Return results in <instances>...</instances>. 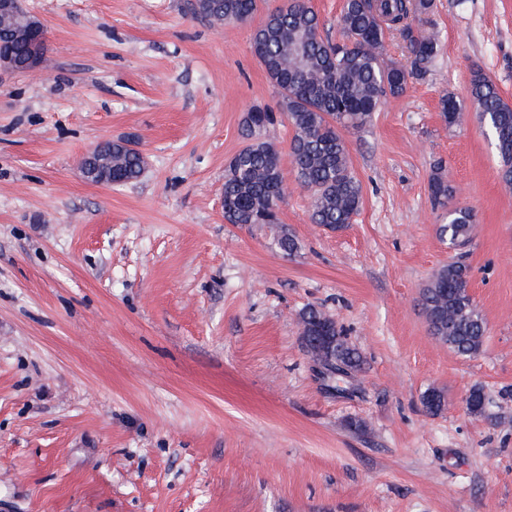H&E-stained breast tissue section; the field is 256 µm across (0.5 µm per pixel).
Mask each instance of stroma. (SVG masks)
<instances>
[{"label":"stroma","mask_w":512,"mask_h":512,"mask_svg":"<svg viewBox=\"0 0 512 512\" xmlns=\"http://www.w3.org/2000/svg\"><path fill=\"white\" fill-rule=\"evenodd\" d=\"M187 3L25 0L46 46L37 73H0V512H512V190L468 104L477 69L512 104V0H434L414 22L441 50L346 133L363 204L338 231L310 223L292 181L251 52L261 15L218 27ZM448 93L466 105L452 127ZM255 107L277 114L264 137L290 183L278 223L228 224L224 169ZM119 139L143 175L86 181L83 157ZM437 170L474 216L473 358L433 339L420 304L452 259ZM308 306L361 352L351 378L317 373Z\"/></svg>","instance_id":"1"}]
</instances>
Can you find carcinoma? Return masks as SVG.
Wrapping results in <instances>:
<instances>
[{
    "instance_id": "obj_1",
    "label": "carcinoma",
    "mask_w": 512,
    "mask_h": 512,
    "mask_svg": "<svg viewBox=\"0 0 512 512\" xmlns=\"http://www.w3.org/2000/svg\"><path fill=\"white\" fill-rule=\"evenodd\" d=\"M434 0H345L338 20L340 36L323 32L319 15L308 0H288L269 12L254 29L251 48L278 88L282 114L293 128L289 156L298 184L310 194V221L341 230L361 208L362 187L351 169L344 131L369 126L383 101L403 95L411 78H423L440 51L436 33L415 36L408 23L429 14ZM194 18L211 25L248 21L258 0H189ZM17 21L0 15V57L21 58L26 49L13 35ZM392 30L407 38L404 64L384 59L385 40ZM470 99L479 121L492 132L501 158L500 178L512 188V105L481 70L473 71ZM463 105L453 95L441 99L444 121L458 123ZM275 114L261 108L247 112L248 143L224 170V220L229 224H277L278 202L285 187L280 151L263 138ZM145 166L142 152L131 141L112 144V177L119 184L137 179ZM434 208L443 211L442 241L470 242L473 215L465 207L448 206L455 189L441 175L430 183ZM468 270L459 260L442 265L422 290V309L431 335L461 357L477 355L485 340V322L467 290ZM332 352L342 371L361 369L363 359L343 329L336 328ZM466 412L481 417L485 394L474 387L465 398Z\"/></svg>"
}]
</instances>
